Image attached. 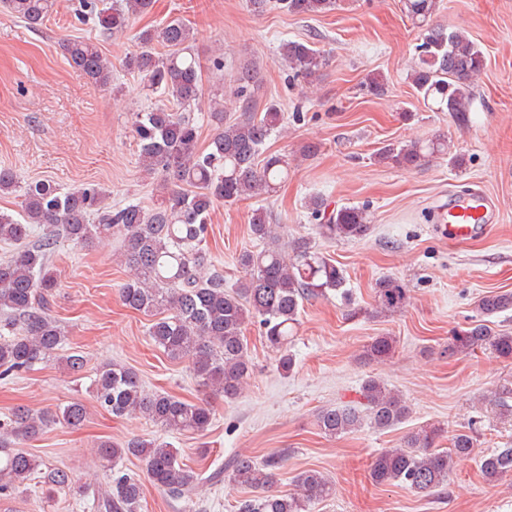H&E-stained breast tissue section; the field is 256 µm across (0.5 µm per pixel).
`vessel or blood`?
<instances>
[{"instance_id":"b4317fda","label":"vessel or blood","mask_w":512,"mask_h":512,"mask_svg":"<svg viewBox=\"0 0 512 512\" xmlns=\"http://www.w3.org/2000/svg\"><path fill=\"white\" fill-rule=\"evenodd\" d=\"M498 218L496 202L481 191L456 197L439 210L442 230L448 231L451 238L459 243L469 242L486 233Z\"/></svg>"}]
</instances>
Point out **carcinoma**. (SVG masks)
<instances>
[{
  "mask_svg": "<svg viewBox=\"0 0 512 512\" xmlns=\"http://www.w3.org/2000/svg\"><path fill=\"white\" fill-rule=\"evenodd\" d=\"M101 0H82L79 19H92L107 36L121 35L136 18L148 13L154 0H122L118 6L99 7ZM9 12L34 30L53 13L56 0H4ZM337 0H276L289 14L327 13ZM438 0H404V11L420 29L412 83L417 95L431 109L446 112L458 123L470 122L471 86L484 68L481 49L461 31H447L433 18ZM193 34L182 22L172 20L160 29H143L137 35L138 50L124 60L127 71L139 75L152 91L167 103L147 112H137L131 125L139 147V162L150 175H161L156 203L150 207L128 204L113 207L105 202L94 185L62 191L56 186L35 182L22 188L13 172L0 169V192L20 189V217L0 213V241L15 245L9 258L0 260V379L25 372L37 364L56 362L69 372L81 371L80 355H59L66 336L50 313L48 297L57 288V279L48 264L47 253L56 239L46 238L38 246L27 243L31 227L47 224L62 236L84 244L94 238L112 237L119 243L117 255L129 276L121 288L123 303L155 317L148 329L151 343L172 360H186L198 383L226 398L240 395L250 378L251 366L244 335L249 325L259 326L269 346L278 353V368L288 373L294 359L288 344L296 334L304 302L325 296L343 287L342 269L326 258L308 237H298L280 245L284 225L272 224L267 213L257 209L251 218V232L262 243L238 256L243 272L236 289L228 291L223 273L211 269L203 247L207 221L218 202L235 203L246 197L272 196L288 179V157L263 154V147L285 127L284 113L276 103L265 111H253L249 93L254 71L241 69L231 91L233 104L241 111L232 121L224 106V95H211L208 121L215 134L207 148H197L199 121L191 108L203 96L200 65L190 52ZM163 46L158 52L154 43ZM72 67L88 82L106 88L112 82V61L90 40H73L63 45ZM278 61L293 76L310 84L326 57L309 43L286 40L281 43ZM462 165L441 137L411 140L407 144L388 143L377 149L375 158L404 169L417 168L433 157ZM311 217L318 230L329 239L355 240L370 228L366 207L343 206L328 209L320 198L310 199ZM407 300V288L394 278L377 283L376 302L381 311L397 313ZM512 309V292H492L477 301L479 319L454 334L448 351L470 354L486 350L494 357L512 360V332L495 331L485 319ZM395 351V340L378 336L364 346L362 357L381 362ZM97 405L116 417L141 415L168 432L203 433L212 422V410L165 393L148 394L138 374L117 363H105L92 382ZM362 401L354 405L326 408L317 414L316 424L330 437L358 431L364 426L383 431L397 425L408 413L402 395L383 380L371 377L362 384ZM512 388L502 387L494 396L482 397L512 422ZM86 418V408L78 401L57 412L23 409L7 421L0 420V496L8 497L40 479L48 494L73 493L92 496L95 512H139L143 483L120 468V463L136 457L145 465L149 482L169 497L181 500L194 512V489L200 474L183 463L178 449L166 442L131 438L121 444L103 441L98 445L100 465L108 471L105 487L88 493L75 486L68 472L50 467L35 456L16 449L21 441L33 438L57 423L77 427ZM477 421L450 439L447 449L437 447L444 433L430 425L407 435L396 448L375 455L369 468L376 485L397 484L417 494H429L448 482L453 459L478 458L484 478L496 483L512 476V448L477 452L480 447ZM282 459L270 456L258 462L240 453L228 479L236 486L257 492L253 498L237 501V512H313L316 505L335 495L333 481L318 470L300 472L294 490L272 494L269 488Z\"/></svg>",
  "mask_w": 512,
  "mask_h": 512,
  "instance_id": "cac0c4a2",
  "label": "carcinoma"
}]
</instances>
